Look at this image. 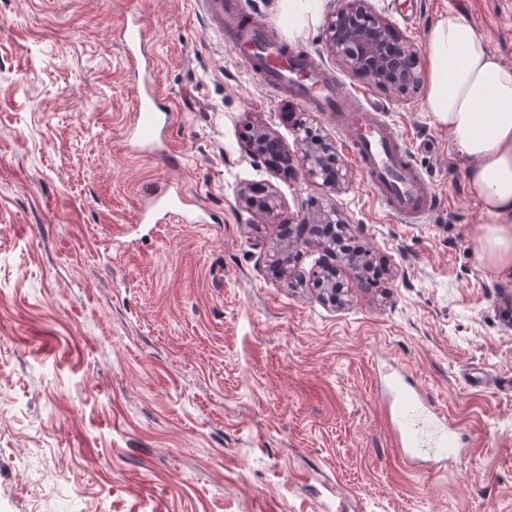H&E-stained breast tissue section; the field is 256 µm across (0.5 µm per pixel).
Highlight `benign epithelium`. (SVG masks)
Returning <instances> with one entry per match:
<instances>
[{"label": "benign epithelium", "mask_w": 512, "mask_h": 512, "mask_svg": "<svg viewBox=\"0 0 512 512\" xmlns=\"http://www.w3.org/2000/svg\"><path fill=\"white\" fill-rule=\"evenodd\" d=\"M325 46L331 57L345 69L373 79L378 85L407 94L421 85L420 60L417 51L406 40L394 36L384 17L376 13L369 0H340L325 29ZM297 139L301 145L302 168L307 177L320 179L322 183L337 187L344 180L338 162L336 145L329 137L313 132L308 126L297 127ZM243 149L254 157L272 155L286 165L291 159L282 148L280 140L266 127L252 128ZM244 202L273 219L277 218L276 200L272 195L255 198L247 191L241 192ZM302 223L322 228H333L341 223L333 208L303 218ZM314 244L323 251L322 270L316 273L320 298L333 305L344 301V288L336 280L335 265L338 258L352 269L362 273L370 262V253H338L336 242L327 237L312 235L305 240L288 242V248L298 250Z\"/></svg>", "instance_id": "1"}]
</instances>
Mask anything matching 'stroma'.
Listing matches in <instances>:
<instances>
[{"mask_svg":"<svg viewBox=\"0 0 512 512\" xmlns=\"http://www.w3.org/2000/svg\"><path fill=\"white\" fill-rule=\"evenodd\" d=\"M247 3L383 106L440 206L424 224L390 218L341 142L336 189L245 153L252 124L295 158L297 118L336 126L252 78L208 0H0V512H512V282L481 257L468 160L425 89L344 70L323 19L294 27L281 0ZM371 6L422 56L457 11L512 66V0H415L410 19L402 0ZM133 14L177 164L129 135ZM163 185L211 222L139 223ZM244 187L293 221L336 207L383 277L339 266L347 303L323 304L309 247L304 281L277 278V227L239 203ZM390 362L474 434L467 458H401L378 394Z\"/></svg>","mask_w":512,"mask_h":512,"instance_id":"35a3bbf8","label":"stroma"}]
</instances>
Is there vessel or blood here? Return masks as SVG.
I'll return each mask as SVG.
<instances>
[{
    "mask_svg": "<svg viewBox=\"0 0 512 512\" xmlns=\"http://www.w3.org/2000/svg\"><path fill=\"white\" fill-rule=\"evenodd\" d=\"M216 12L224 20V39L247 71L265 88L291 94L307 106L335 116L342 141L350 148L373 198L391 217L403 224H423L434 214L438 197L429 180L413 163V148L382 107L351 102L335 76L315 57L288 48L271 36L268 26L252 17L243 0H217ZM174 121L153 96L140 97L133 121V135L143 154L155 152L157 133ZM176 215L181 222L199 223L181 188L166 187L154 193L139 223L153 224L158 214ZM393 412L391 418L403 456L414 460L417 438L408 427V415L419 409L418 389L403 371L388 375L380 384ZM454 424H445L436 450L438 462L463 456Z\"/></svg>",
    "mask_w": 512,
    "mask_h": 512,
    "instance_id": "obj_1",
    "label": "vessel or blood"
}]
</instances>
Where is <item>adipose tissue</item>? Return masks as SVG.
Masks as SVG:
<instances>
[{"label": "adipose tissue", "instance_id": "ef3b65f1", "mask_svg": "<svg viewBox=\"0 0 512 512\" xmlns=\"http://www.w3.org/2000/svg\"><path fill=\"white\" fill-rule=\"evenodd\" d=\"M425 109L471 165L466 180L485 217L481 251L512 277V67L457 12L429 32Z\"/></svg>", "mask_w": 512, "mask_h": 512}]
</instances>
